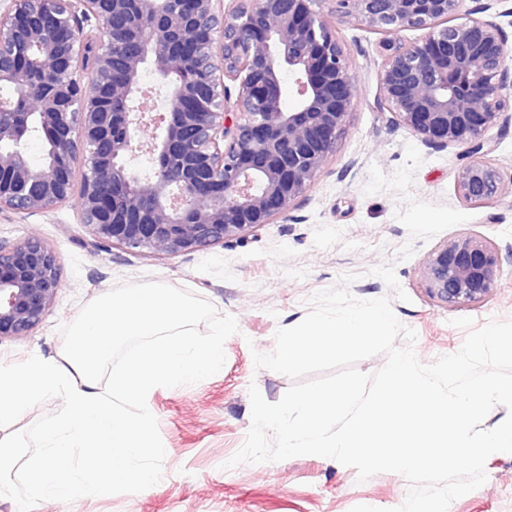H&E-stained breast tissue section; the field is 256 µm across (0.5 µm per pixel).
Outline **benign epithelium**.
Instances as JSON below:
<instances>
[{"label": "benign epithelium", "mask_w": 512, "mask_h": 512, "mask_svg": "<svg viewBox=\"0 0 512 512\" xmlns=\"http://www.w3.org/2000/svg\"><path fill=\"white\" fill-rule=\"evenodd\" d=\"M221 2L191 0L187 11L182 0H11L0 10V87L28 105L19 124L0 102V212L74 198L98 243L175 255L242 238L295 206L357 104L351 61L326 0H237L228 11ZM465 2L335 0V12L384 35L383 99L426 145L465 147L457 193L478 208L512 186L489 158L512 101V45L495 0L453 23ZM93 20L104 39L86 31ZM405 30L421 35L403 41ZM147 65L171 80L159 115L139 95ZM33 68L44 85L31 84ZM285 73L297 98L289 111ZM31 130L50 160L28 155ZM141 154L149 175L133 168ZM510 261L493 239L461 232L428 255L422 287L450 307L480 303ZM59 287L46 243L0 241V340L28 335Z\"/></svg>", "instance_id": "obj_1"}]
</instances>
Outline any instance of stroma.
Masks as SVG:
<instances>
[{
	"mask_svg": "<svg viewBox=\"0 0 512 512\" xmlns=\"http://www.w3.org/2000/svg\"><path fill=\"white\" fill-rule=\"evenodd\" d=\"M335 26L357 76L358 103L306 196L274 223L167 256L97 243L72 203L35 215L0 212L1 241L41 239L61 271L39 325L28 336L0 341V363L59 356V325L120 281L187 289L234 315L239 326L217 374L152 393L166 450L156 485L59 502L45 512H351L360 504L389 512L404 502V476L385 472L361 483L355 469L315 455L225 466L251 424L249 386L274 403L291 385L284 375L256 368L254 352H272L277 328L298 324L307 299L338 286L343 274L357 273L349 287L355 298L390 299L397 319L416 331L414 349L425 364L461 348L466 332L453 319L469 317L478 327L512 320V265L491 297L461 307L429 298L419 277L427 256L461 231L487 235L511 251L512 194L480 208L461 203L456 178L464 148L427 146L398 125L380 97L381 34L348 19ZM486 472L487 482L456 499L449 512H512V456L488 459Z\"/></svg>",
	"mask_w": 512,
	"mask_h": 512,
	"instance_id": "35a3bbf8",
	"label": "stroma"
}]
</instances>
